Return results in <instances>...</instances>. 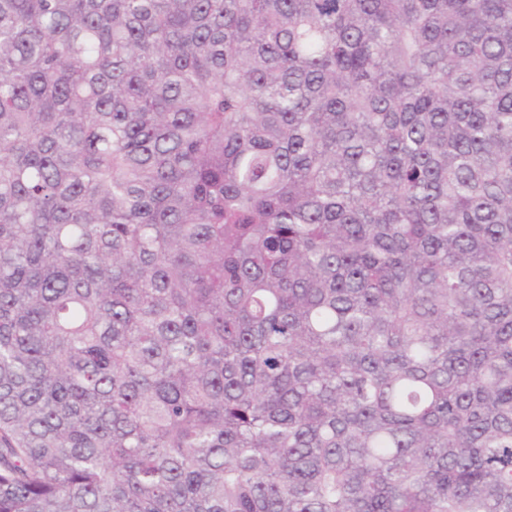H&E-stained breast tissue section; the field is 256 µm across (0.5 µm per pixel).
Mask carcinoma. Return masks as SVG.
I'll return each mask as SVG.
<instances>
[{
	"label": "carcinoma",
	"instance_id": "carcinoma-1",
	"mask_svg": "<svg viewBox=\"0 0 512 512\" xmlns=\"http://www.w3.org/2000/svg\"><path fill=\"white\" fill-rule=\"evenodd\" d=\"M0 512H512V0H0Z\"/></svg>",
	"mask_w": 512,
	"mask_h": 512
}]
</instances>
